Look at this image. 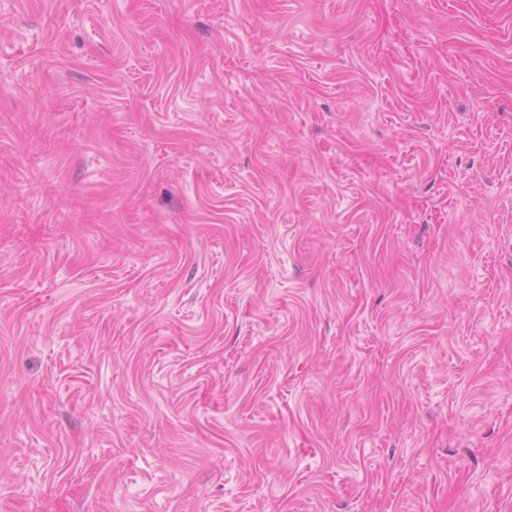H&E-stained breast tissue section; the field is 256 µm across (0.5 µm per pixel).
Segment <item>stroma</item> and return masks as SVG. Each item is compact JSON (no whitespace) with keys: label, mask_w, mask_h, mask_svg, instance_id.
I'll list each match as a JSON object with an SVG mask.
<instances>
[{"label":"stroma","mask_w":512,"mask_h":512,"mask_svg":"<svg viewBox=\"0 0 512 512\" xmlns=\"http://www.w3.org/2000/svg\"><path fill=\"white\" fill-rule=\"evenodd\" d=\"M0 512H512V0H0Z\"/></svg>","instance_id":"35a3bbf8"}]
</instances>
